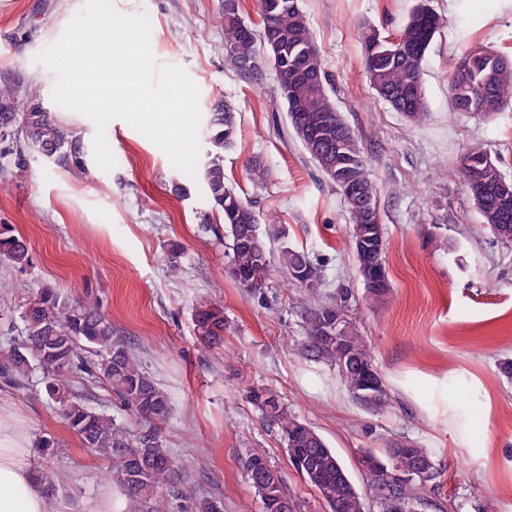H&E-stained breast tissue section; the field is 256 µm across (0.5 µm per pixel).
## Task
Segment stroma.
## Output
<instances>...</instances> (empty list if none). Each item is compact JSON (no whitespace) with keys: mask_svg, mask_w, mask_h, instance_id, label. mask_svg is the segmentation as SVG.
I'll use <instances>...</instances> for the list:
<instances>
[{"mask_svg":"<svg viewBox=\"0 0 512 512\" xmlns=\"http://www.w3.org/2000/svg\"><path fill=\"white\" fill-rule=\"evenodd\" d=\"M124 15L153 22L157 66L183 67L200 89V163L219 159L225 184L252 201L261 223L281 224L283 241L304 251L321 288L347 290L350 328L366 343L393 399L387 413L356 405L336 367L301 350L309 302L280 265L260 291L228 272L229 242L203 177L176 169L152 141L121 119L109 122L111 171L93 153L95 125L51 98L56 76L34 63L55 43L83 0H0V79L38 86L37 103L81 146L57 160L21 136L0 141V225L27 240L32 263L0 264V348L22 336V304L52 286L97 300L170 394L162 440L181 483L220 499L224 512H263L242 460L258 453L282 480L296 512H326L292 465L277 429L248 400L270 389L292 415L333 448L359 492L361 451L391 440L426 449L442 470L434 499L449 512H512V244L489 233L458 174L471 147L483 149L512 180V105L490 118L450 109L454 67L483 48L512 59V0H429L446 21L428 49L423 90L428 116L408 121L371 88L358 29L398 38L415 0H301L329 79V94L368 158L378 186L389 290L367 292L350 241L349 214L335 186L289 135L273 67L259 81L240 74L224 51L222 0H112ZM234 102V142L216 152L215 104ZM264 172L252 181L251 168ZM179 257H172V249ZM224 308V344L206 348L195 333L202 303ZM34 437H51V456L34 454L64 480L50 512L104 503L128 512L111 460L85 448L32 385L0 384Z\"/></svg>","mask_w":512,"mask_h":512,"instance_id":"obj_1","label":"stroma"}]
</instances>
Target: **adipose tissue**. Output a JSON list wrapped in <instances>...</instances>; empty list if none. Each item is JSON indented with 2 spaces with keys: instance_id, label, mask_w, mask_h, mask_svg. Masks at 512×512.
<instances>
[{
  "instance_id": "ef3b65f1",
  "label": "adipose tissue",
  "mask_w": 512,
  "mask_h": 512,
  "mask_svg": "<svg viewBox=\"0 0 512 512\" xmlns=\"http://www.w3.org/2000/svg\"><path fill=\"white\" fill-rule=\"evenodd\" d=\"M33 436L13 403L0 401V512H47L45 490L34 476Z\"/></svg>"
}]
</instances>
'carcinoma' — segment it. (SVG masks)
<instances>
[{
  "label": "carcinoma",
  "mask_w": 512,
  "mask_h": 512,
  "mask_svg": "<svg viewBox=\"0 0 512 512\" xmlns=\"http://www.w3.org/2000/svg\"><path fill=\"white\" fill-rule=\"evenodd\" d=\"M260 29L244 23L240 17L239 0H224V49L235 68L244 62L253 66L249 77L258 79L266 65L285 76L279 81L280 96L288 112L290 127L300 143H305V130L322 122L321 135L336 141V129H349L336 111L326 89L314 87L292 78L300 62L321 67L307 19L299 0H259ZM443 19L427 0H418L404 25L401 37L409 43L407 53L387 63L378 61L384 38L372 27L361 32L362 50L369 82L376 93L407 119L420 122L426 116V102L422 84V64L431 42L440 30ZM488 59H498L504 65L495 70L476 65L467 71L454 70L450 83V103L456 112L477 108L479 115L491 117L512 102V60L497 53ZM25 91L29 97L37 88L15 81L0 80V139L16 134L25 143L46 157H53L64 147L75 153L77 140L67 139L49 113L37 107L18 111V95ZM234 105L226 101L217 106L213 124L218 131L213 135L215 148L222 151L233 142ZM491 158L480 148L470 149L461 160V174L467 187L480 175ZM204 178L214 207L220 212L229 233V272L243 287L260 289L265 286L270 271V251L266 235L260 229L259 219L248 201L225 185L224 168L214 158L204 170ZM349 233L357 241L369 224L365 213L348 207ZM305 257L299 250L283 246L279 262L292 272L297 261ZM0 261L23 268L29 264L30 251L26 242L11 234L9 227L0 229ZM313 305L305 318L304 353L332 365L337 364L340 351L336 342L320 335L319 320L331 309L342 307L347 297L325 300L320 288L308 289ZM24 333L9 343V349L0 353V380L7 387L23 389L40 372L44 394L56 406L64 424L79 437L81 443L97 455L112 460L120 484L130 501L131 512H167L166 494L177 498H191V486L172 485L174 460L163 448L161 429L171 413V399L158 385L132 352L125 338L118 335L112 322L91 300L75 301L63 296L56 288L45 286L37 297L28 302L23 312ZM194 332L208 347L224 342L226 323L224 310L218 305L206 304L195 309ZM352 351L360 356V365L375 367L371 354L349 327L344 328ZM79 371L110 389L121 402L132 410L138 427L119 426L112 416L91 408L86 399L73 392L69 376ZM249 398L263 413L269 425L278 429L294 467L325 502L328 512H365L363 498L333 449L308 425L300 422L279 401L276 395L263 389L250 391ZM395 442L381 445V450L362 452L369 492L382 484L381 472L367 464V458L397 462L403 466L412 456L397 452ZM244 467L253 487L261 496L264 512H282L286 497L278 475L266 459L250 454ZM440 476L434 459H429L428 477L401 485L397 495L404 512H423L430 505L424 495L428 484Z\"/></svg>",
  "instance_id": "carcinoma-1"
}]
</instances>
